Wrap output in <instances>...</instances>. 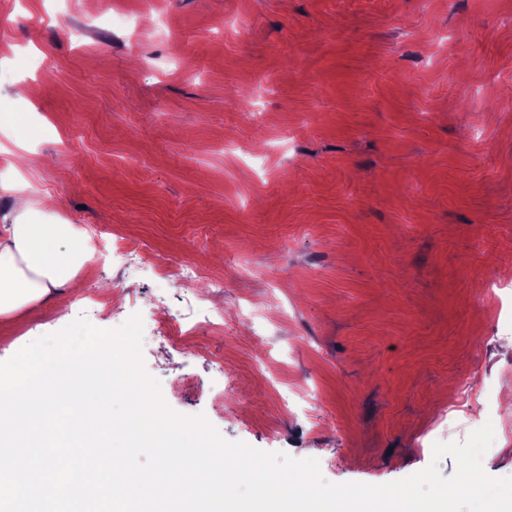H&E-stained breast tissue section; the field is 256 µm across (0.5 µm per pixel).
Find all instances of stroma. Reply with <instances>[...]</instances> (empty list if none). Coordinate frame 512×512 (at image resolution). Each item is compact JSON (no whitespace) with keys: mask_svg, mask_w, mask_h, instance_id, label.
I'll return each instance as SVG.
<instances>
[{"mask_svg":"<svg viewBox=\"0 0 512 512\" xmlns=\"http://www.w3.org/2000/svg\"><path fill=\"white\" fill-rule=\"evenodd\" d=\"M1 52L59 68L0 81V217L24 196L224 282L225 330L175 343L151 272L80 274L173 412L383 485L454 474L453 403L512 476V0H0ZM76 318L0 317V361Z\"/></svg>","mask_w":512,"mask_h":512,"instance_id":"1","label":"stroma"}]
</instances>
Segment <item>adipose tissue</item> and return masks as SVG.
<instances>
[{
	"instance_id": "adipose-tissue-1",
	"label": "adipose tissue",
	"mask_w": 512,
	"mask_h": 512,
	"mask_svg": "<svg viewBox=\"0 0 512 512\" xmlns=\"http://www.w3.org/2000/svg\"><path fill=\"white\" fill-rule=\"evenodd\" d=\"M0 235V316L40 303L58 305L82 286V267L94 257L91 236L73 224H44L29 218L27 199Z\"/></svg>"
}]
</instances>
